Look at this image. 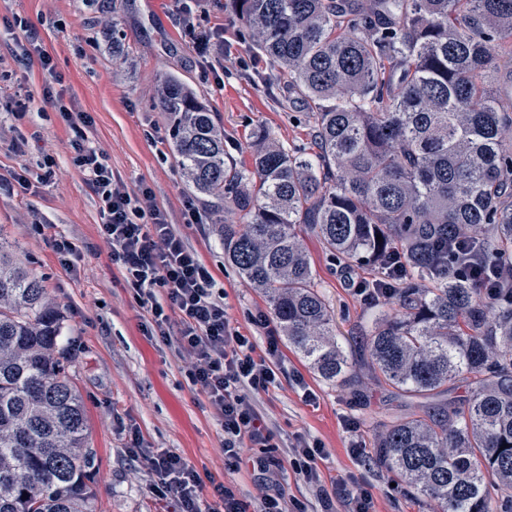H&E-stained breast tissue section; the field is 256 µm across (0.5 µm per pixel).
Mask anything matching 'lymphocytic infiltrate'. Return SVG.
<instances>
[{"instance_id": "obj_1", "label": "lymphocytic infiltrate", "mask_w": 512, "mask_h": 512, "mask_svg": "<svg viewBox=\"0 0 512 512\" xmlns=\"http://www.w3.org/2000/svg\"><path fill=\"white\" fill-rule=\"evenodd\" d=\"M208 0H191L177 21L199 55H206L214 33L203 25ZM45 103L62 112L74 134L73 162L85 174L98 201L102 222L99 234L108 257L132 287L148 316L149 336L175 341L188 361V377L217 412L224 430V466L241 469L244 447L263 449L254 461L260 475L278 467L272 435L249 399L250 393L269 391L277 384L280 336L264 312L251 315L253 326L265 332V348L257 350L252 337L232 327L224 310V295L215 289L210 271L197 253L169 224L150 188L131 194L117 179L103 148L89 142L87 113L67 106L50 87L41 91ZM134 460L143 462L156 478L155 487L174 496L179 512H203L201 480L180 456L133 446ZM255 504L237 498L225 485L215 486L223 512H307L285 489L260 484Z\"/></svg>"}]
</instances>
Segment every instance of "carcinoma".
Here are the masks:
<instances>
[{
	"mask_svg": "<svg viewBox=\"0 0 512 512\" xmlns=\"http://www.w3.org/2000/svg\"><path fill=\"white\" fill-rule=\"evenodd\" d=\"M253 48L311 109L314 152L258 132L238 168L208 106L160 80L186 184L233 210L224 256L268 300L288 344L330 384L353 365L297 227L342 268L368 264L398 309H376L371 372L410 399L460 378L463 399L398 420L375 461L443 512H512V0H233ZM492 287L455 273L448 234ZM381 239H376V236ZM0 242V512H93L86 414L62 316ZM399 251L405 269L383 270Z\"/></svg>",
	"mask_w": 512,
	"mask_h": 512,
	"instance_id": "1",
	"label": "carcinoma"
}]
</instances>
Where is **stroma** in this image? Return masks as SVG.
Instances as JSON below:
<instances>
[{
	"mask_svg": "<svg viewBox=\"0 0 512 512\" xmlns=\"http://www.w3.org/2000/svg\"><path fill=\"white\" fill-rule=\"evenodd\" d=\"M179 7V0H115L111 12L99 13L84 0H0V68L11 73L0 82V181L22 162L33 172L28 186L0 190V236L11 244L14 262L41 278L63 315L58 345L71 362L86 409L87 445L96 455L87 477L95 492L93 512H178L173 497L153 491L147 466L130 460L128 450L136 444L186 460L201 476L205 503L214 508L218 483L254 501L256 475L249 466L225 469L224 431L206 396L190 383L174 347L147 336L146 313L99 238L96 198L73 163L72 131L51 105L28 99L42 89L46 76L39 64H14L12 52L22 34L12 20L19 15L30 22L62 77L54 92L90 115L88 137L106 150L115 177L132 191L152 189L169 223L223 289L231 326L260 339L263 331L255 330L248 317L268 310L269 304L225 263L218 233L219 224L237 223V214L219 211L215 224L183 219L184 203L193 194L167 140L151 135L153 128L166 125L158 81L174 72L203 96L224 131L225 150L244 169L252 166L254 130L265 129L287 148L306 151L312 145V120L306 102L289 90L286 79H273L269 60L256 55L254 35L236 16L231 0H214L204 20L224 49V70L217 77L203 73L178 28ZM116 32L131 69L115 65L111 53L100 48ZM23 102L29 108L20 119L16 113ZM47 151L56 166L54 176L44 181L39 174ZM61 237L76 247L67 266L52 246ZM302 237L356 374L347 383L327 384L288 345H281L277 387L253 397L278 446L282 467L276 479L289 497L319 512L315 487L295 473L288 456L296 436L303 435L321 441L326 450L319 469L335 512H348L340 481L351 473L362 477L372 493L375 512H439L436 502L404 493L395 475L373 460L374 444L387 426L418 408L368 370L371 306L345 285L322 241L307 231ZM297 374L303 386L294 384ZM307 388L315 401H305ZM349 420L355 421V431H347ZM354 441L361 454L353 453Z\"/></svg>",
	"mask_w": 512,
	"mask_h": 512,
	"instance_id": "1",
	"label": "stroma"
}]
</instances>
